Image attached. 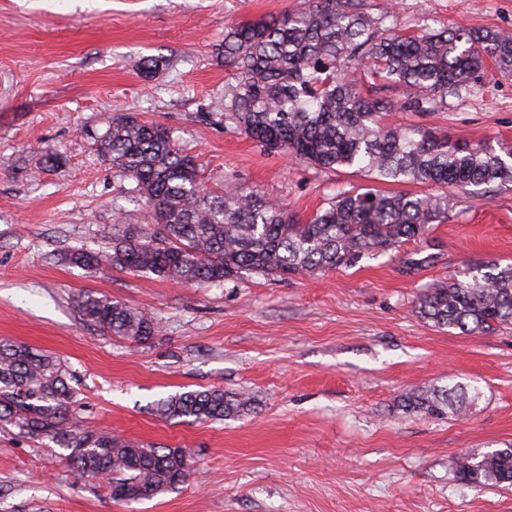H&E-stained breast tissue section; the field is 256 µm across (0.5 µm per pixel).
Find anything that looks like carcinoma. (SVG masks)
Returning <instances> with one entry per match:
<instances>
[{
	"label": "carcinoma",
	"mask_w": 512,
	"mask_h": 512,
	"mask_svg": "<svg viewBox=\"0 0 512 512\" xmlns=\"http://www.w3.org/2000/svg\"><path fill=\"white\" fill-rule=\"evenodd\" d=\"M231 81L224 86V125L262 146L324 169L348 168L377 181L431 183L444 189L512 186V144L452 142L421 125L385 121L384 102L360 89L368 67L405 89L403 108L439 112L448 95L480 88L491 71L512 73V33L467 28L410 34L396 29L392 9L371 15L362 0H312L280 20L224 26L216 48ZM112 170L131 182L157 230L115 224L96 255L74 251L75 265L152 274L182 285L223 284L241 274L302 276L355 266L363 257L425 236L448 219V193L341 191L310 219L245 183L203 190L194 156L165 127L122 114L100 137ZM76 306L102 332L136 342L157 324L119 301L83 293ZM421 320L462 334H489L512 324V264L491 260L423 291L414 305ZM74 389L59 358L0 339V422L69 450L78 474L105 480L112 500L131 504L184 482L191 459L181 448L96 433L70 413ZM458 385L410 392L407 413L432 417L461 411ZM247 394L189 390L156 403L171 419L224 420L249 410ZM469 483L512 485V445L455 462Z\"/></svg>",
	"instance_id": "carcinoma-1"
}]
</instances>
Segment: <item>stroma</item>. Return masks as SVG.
<instances>
[{"label": "stroma", "mask_w": 512, "mask_h": 512, "mask_svg": "<svg viewBox=\"0 0 512 512\" xmlns=\"http://www.w3.org/2000/svg\"><path fill=\"white\" fill-rule=\"evenodd\" d=\"M308 0H0V338L53 354L72 374L86 427L184 449L174 490L131 505L78 478L65 451L0 424V512H512V486L457 479L453 461L512 443V326L463 335L417 318L426 288L467 266L512 262V189L448 192V218L422 239L314 277L245 273L223 286L177 285L68 263L105 248L116 224L156 226L98 150L114 117L168 128L207 187L243 182L307 219L366 182L264 149L209 113L229 75L224 26L304 10ZM394 6L406 32H512V0H363ZM158 68L144 78L143 59ZM388 123L453 141L512 143V74L442 112L403 110V88L368 76ZM60 159L44 164L45 153ZM151 316L142 344L84 322L83 293ZM457 384L462 415L399 410L401 395ZM254 399L221 422L154 411L178 392Z\"/></svg>", "instance_id": "35a3bbf8"}]
</instances>
